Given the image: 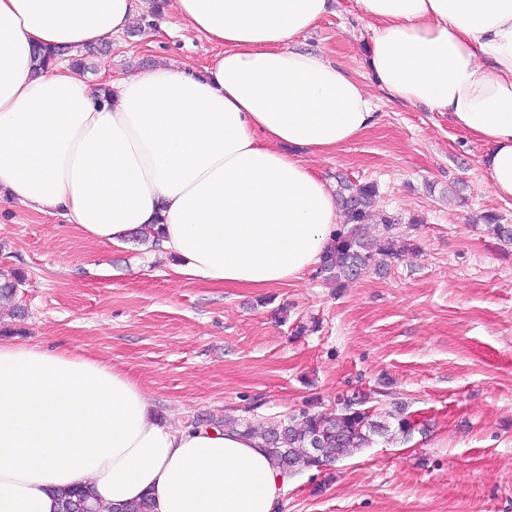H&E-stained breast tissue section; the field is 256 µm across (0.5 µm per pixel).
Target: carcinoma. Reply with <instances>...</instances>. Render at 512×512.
Wrapping results in <instances>:
<instances>
[{"label":"carcinoma","mask_w":512,"mask_h":512,"mask_svg":"<svg viewBox=\"0 0 512 512\" xmlns=\"http://www.w3.org/2000/svg\"><path fill=\"white\" fill-rule=\"evenodd\" d=\"M68 54L64 48L37 47L34 49V72L39 73L53 60ZM377 187L373 183L354 186L342 181L336 190V203L345 216V230L336 234L331 247L319 264L320 272L336 281L337 286L354 277L359 269L387 265V260L400 256L394 243L398 219L373 213ZM379 223L385 240L375 247L366 236V225ZM25 282L21 271L0 274V299L14 298L18 287ZM368 398L362 395L337 400L336 408L328 412L302 411L276 428L262 429L248 422L227 417L222 426L238 429L246 436L259 438L276 461L279 469L291 476L306 468H320L372 444L373 436L392 431L408 438L417 428L415 421L405 415L401 403H393L387 417L394 426L374 419L376 409L367 406ZM321 448L322 457L313 458L312 448ZM59 512H102L95 505L91 493L85 488H74L61 494ZM107 512H153L152 499L148 496L130 504H118Z\"/></svg>","instance_id":"1"}]
</instances>
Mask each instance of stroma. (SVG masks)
<instances>
[{"mask_svg": "<svg viewBox=\"0 0 512 512\" xmlns=\"http://www.w3.org/2000/svg\"><path fill=\"white\" fill-rule=\"evenodd\" d=\"M371 26L355 0H338L298 45L373 100L372 128L306 165L331 185L377 184L376 208L399 217L406 246L386 270L341 288L315 268L274 288L217 287L175 277L144 246H101L62 218L0 204V273L26 275L9 334L129 371L175 424L270 426L357 391L425 423L293 475L280 512H512V244L485 221L512 224V198L493 193L483 142L380 89L366 66ZM217 51L168 12L92 47L88 77L161 59L198 66Z\"/></svg>", "mask_w": 512, "mask_h": 512, "instance_id": "1", "label": "stroma"}]
</instances>
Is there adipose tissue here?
Wrapping results in <instances>:
<instances>
[{
	"instance_id": "obj_1",
	"label": "adipose tissue",
	"mask_w": 512,
	"mask_h": 512,
	"mask_svg": "<svg viewBox=\"0 0 512 512\" xmlns=\"http://www.w3.org/2000/svg\"><path fill=\"white\" fill-rule=\"evenodd\" d=\"M376 22L378 86L448 113L484 141L495 195L512 197V0H355ZM145 0H0V201L63 217L88 239L152 236L178 277L228 288L301 279L341 215L305 155L374 123L364 85L294 44L335 0H172L205 66L94 83L33 49L79 52L125 34ZM288 476L258 439L160 420L125 370L66 347L0 341V512H57L90 487L101 506L277 512Z\"/></svg>"
}]
</instances>
